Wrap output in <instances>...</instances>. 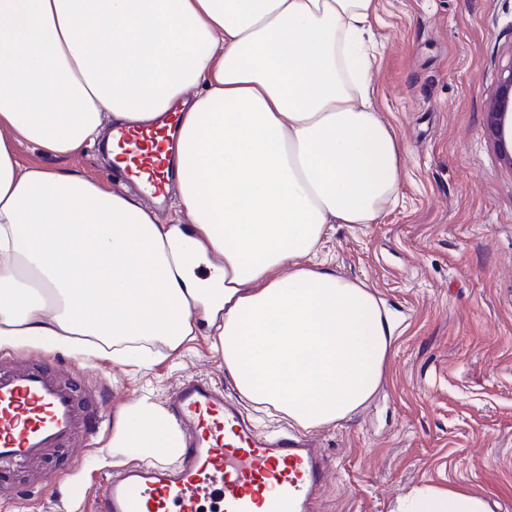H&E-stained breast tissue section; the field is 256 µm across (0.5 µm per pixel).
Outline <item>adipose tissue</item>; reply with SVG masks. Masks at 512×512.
<instances>
[{"mask_svg": "<svg viewBox=\"0 0 512 512\" xmlns=\"http://www.w3.org/2000/svg\"><path fill=\"white\" fill-rule=\"evenodd\" d=\"M377 0H0V349L145 345L206 330L240 395L309 431L369 403L395 340L383 300L316 258L333 224L397 202L400 149L371 100ZM181 111L176 207L76 169L111 127ZM213 274H190L203 259ZM177 427L138 402L113 451L174 454ZM402 512H489L461 488ZM17 159L21 164H39L51 169L76 168L85 172L87 175L103 182H112V186L122 189L121 181H114L115 173L100 146H87L76 156L64 158L46 155L40 147L33 143H22L17 149Z\"/></svg>", "mask_w": 512, "mask_h": 512, "instance_id": "ef3b65f1", "label": "adipose tissue"}]
</instances>
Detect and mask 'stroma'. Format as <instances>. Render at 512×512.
Wrapping results in <instances>:
<instances>
[{
    "label": "stroma",
    "instance_id": "35a3bbf8",
    "mask_svg": "<svg viewBox=\"0 0 512 512\" xmlns=\"http://www.w3.org/2000/svg\"><path fill=\"white\" fill-rule=\"evenodd\" d=\"M377 15L374 105L401 143V197L381 223L333 225L320 255L372 288L398 327L370 403L309 434L330 469L314 512H396L407 496L451 487L512 512V169L483 132L512 63V0H377ZM17 159L115 178L96 145L64 158L25 142ZM4 355L81 369L83 385L111 390L116 411L166 404L192 376L239 398L201 334L147 368L67 350ZM110 438L51 458L44 487L0 475V512H88L95 478L129 463L105 457Z\"/></svg>",
    "mask_w": 512,
    "mask_h": 512
}]
</instances>
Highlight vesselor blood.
I'll list each match as a JSON object with an SVG mask.
<instances>
[{
  "label": "vessel or blood",
  "mask_w": 512,
  "mask_h": 512,
  "mask_svg": "<svg viewBox=\"0 0 512 512\" xmlns=\"http://www.w3.org/2000/svg\"><path fill=\"white\" fill-rule=\"evenodd\" d=\"M166 123L113 133L124 146L123 174L151 197L166 199L171 180ZM107 391L84 392L74 377L36 363L0 364V470L39 465L77 440L98 433ZM184 433L175 466L106 472L94 512H311L326 476L317 449L297 435L258 434L244 412L209 380H183L168 400Z\"/></svg>",
  "instance_id": "obj_1"
}]
</instances>
